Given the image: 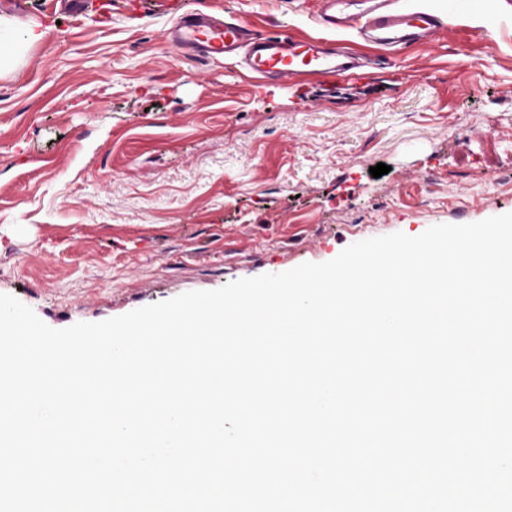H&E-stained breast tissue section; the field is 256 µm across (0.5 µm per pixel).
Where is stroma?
Returning <instances> with one entry per match:
<instances>
[{"label":"stroma","mask_w":512,"mask_h":512,"mask_svg":"<svg viewBox=\"0 0 512 512\" xmlns=\"http://www.w3.org/2000/svg\"><path fill=\"white\" fill-rule=\"evenodd\" d=\"M0 0L44 40L0 75V294L62 329L512 213V0L333 84L250 79L163 38L185 8L319 35L314 0ZM471 47L459 58L456 37ZM388 174L369 172L377 163Z\"/></svg>","instance_id":"1"}]
</instances>
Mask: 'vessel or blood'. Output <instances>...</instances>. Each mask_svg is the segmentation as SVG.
<instances>
[{
  "mask_svg": "<svg viewBox=\"0 0 512 512\" xmlns=\"http://www.w3.org/2000/svg\"><path fill=\"white\" fill-rule=\"evenodd\" d=\"M323 26L354 30L367 44L402 49L431 44L445 29L444 19L416 0H318ZM171 40L204 62L245 51L246 71L284 81L327 84L357 74L361 56L322 37L277 34L248 36L246 27L215 13L181 14L169 33Z\"/></svg>",
  "mask_w": 512,
  "mask_h": 512,
  "instance_id": "b4317fda",
  "label": "vessel or blood"
}]
</instances>
